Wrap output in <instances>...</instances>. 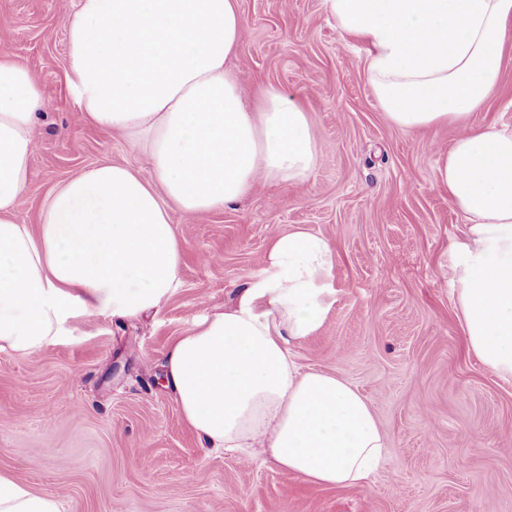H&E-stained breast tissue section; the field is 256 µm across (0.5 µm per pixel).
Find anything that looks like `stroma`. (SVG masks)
<instances>
[{"mask_svg": "<svg viewBox=\"0 0 512 512\" xmlns=\"http://www.w3.org/2000/svg\"><path fill=\"white\" fill-rule=\"evenodd\" d=\"M77 0H0V55L46 99L20 208L37 225L49 193L101 162L147 167L120 136L82 122L66 80ZM230 68L247 91L296 97L320 142L302 185L257 184L243 201L185 218L182 286L156 313L86 314L30 355L0 351V470L66 512H512V379L468 348L448 271L466 219L435 181L458 130L397 131L368 84L365 47L324 0H238ZM474 124L512 130V50ZM326 237L336 302L299 364L351 383L387 437L379 470L329 487L276 467L262 448L220 453L183 420L164 382L172 341L261 274L277 232Z\"/></svg>", "mask_w": 512, "mask_h": 512, "instance_id": "obj_1", "label": "stroma"}]
</instances>
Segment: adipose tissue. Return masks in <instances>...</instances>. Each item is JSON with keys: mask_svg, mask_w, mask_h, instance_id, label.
<instances>
[{"mask_svg": "<svg viewBox=\"0 0 512 512\" xmlns=\"http://www.w3.org/2000/svg\"><path fill=\"white\" fill-rule=\"evenodd\" d=\"M365 45L364 71L399 131L448 124L436 181L468 218L450 281L467 344L512 378V132L471 118L501 74L512 0H325ZM237 0H78L67 19L68 87L83 122L125 138L148 175L104 163L45 202L38 230L18 217L31 180L44 92L0 60V351L31 354L75 317L161 309L181 286L172 212L223 210L260 181L307 182L320 145L300 102L274 85L246 95L226 70ZM336 254L323 236L274 235L258 277L232 305L172 344L165 381L211 448H266L311 482L356 486L384 459L367 400L343 380L301 371L293 349L336 301ZM0 512H65L57 496L0 471Z\"/></svg>", "mask_w": 512, "mask_h": 512, "instance_id": "ef3b65f1", "label": "adipose tissue"}]
</instances>
